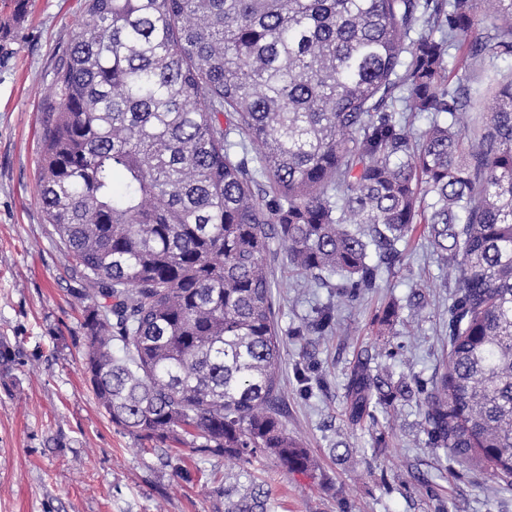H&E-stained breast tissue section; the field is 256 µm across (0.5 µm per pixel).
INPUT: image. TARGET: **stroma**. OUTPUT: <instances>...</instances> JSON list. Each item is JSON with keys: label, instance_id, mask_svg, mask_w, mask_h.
I'll return each instance as SVG.
<instances>
[{"label": "stroma", "instance_id": "stroma-1", "mask_svg": "<svg viewBox=\"0 0 512 512\" xmlns=\"http://www.w3.org/2000/svg\"><path fill=\"white\" fill-rule=\"evenodd\" d=\"M84 0H0V341L15 353L0 366V512H224L218 490L243 470L237 459L198 455L182 462L112 423L86 379L80 281L38 202L41 135L56 92L59 57ZM267 265L275 283L282 341L284 420L318 461L311 475L259 458L251 470L270 489L272 512H512V485L483 467L432 449L416 402L377 409V426L350 424L346 385L358 361L429 382L448 334V269L425 240L411 243L404 266L382 273L378 288L343 309L330 336L297 329L335 295L302 288L287 250L273 241ZM427 305L404 306L412 289ZM402 304L390 335L373 323ZM386 455L371 454L388 420ZM190 475L178 477L179 467Z\"/></svg>", "mask_w": 512, "mask_h": 512}]
</instances>
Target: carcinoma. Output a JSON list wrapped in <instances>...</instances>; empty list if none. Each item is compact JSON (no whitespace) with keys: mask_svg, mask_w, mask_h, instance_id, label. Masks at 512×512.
<instances>
[{"mask_svg":"<svg viewBox=\"0 0 512 512\" xmlns=\"http://www.w3.org/2000/svg\"><path fill=\"white\" fill-rule=\"evenodd\" d=\"M505 58L512 0H86L39 202L87 284L83 371L112 423L313 470L279 409L271 242L297 276L341 278L325 336L422 224L455 274L446 354L427 392L357 363L347 419L417 394L431 447L512 478V72L464 121L472 65ZM244 476L224 512H270Z\"/></svg>","mask_w":512,"mask_h":512,"instance_id":"carcinoma-1","label":"carcinoma"}]
</instances>
